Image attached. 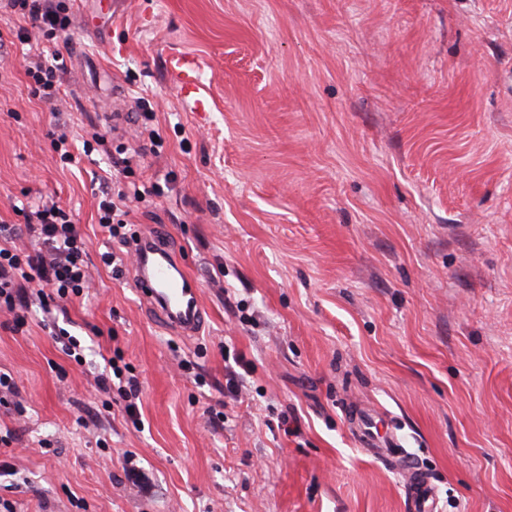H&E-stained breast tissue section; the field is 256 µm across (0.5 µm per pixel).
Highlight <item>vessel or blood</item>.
Returning <instances> with one entry per match:
<instances>
[{
	"mask_svg": "<svg viewBox=\"0 0 512 512\" xmlns=\"http://www.w3.org/2000/svg\"><path fill=\"white\" fill-rule=\"evenodd\" d=\"M135 253L134 276L140 292L164 326L180 336L199 334L205 317L196 279L161 241L143 238ZM358 439L371 457L388 461L404 473V494L412 512H436L431 476L412 463L398 437L381 446L366 433L359 434Z\"/></svg>",
	"mask_w": 512,
	"mask_h": 512,
	"instance_id": "obj_1",
	"label": "vessel or blood"
}]
</instances>
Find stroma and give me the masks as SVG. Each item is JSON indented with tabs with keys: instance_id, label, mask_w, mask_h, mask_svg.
Here are the masks:
<instances>
[{
	"instance_id": "stroma-1",
	"label": "stroma",
	"mask_w": 512,
	"mask_h": 512,
	"mask_svg": "<svg viewBox=\"0 0 512 512\" xmlns=\"http://www.w3.org/2000/svg\"><path fill=\"white\" fill-rule=\"evenodd\" d=\"M67 5L49 41L0 12V225L70 209L92 276L55 322L37 302L19 331L0 312L18 388L0 393V512H407L403 473L356 438L366 407L430 474L436 512H512V0ZM28 53L59 54L55 104ZM182 57L207 111L173 80ZM93 130L111 155L82 156ZM63 131L76 164L52 147ZM134 186L145 201L114 221L198 280L199 335L157 321L97 223L102 191ZM228 352L254 366L236 400ZM116 353L142 426L97 389Z\"/></svg>"
}]
</instances>
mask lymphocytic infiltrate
<instances>
[{
    "label": "lymphocytic infiltrate",
    "mask_w": 512,
    "mask_h": 512,
    "mask_svg": "<svg viewBox=\"0 0 512 512\" xmlns=\"http://www.w3.org/2000/svg\"><path fill=\"white\" fill-rule=\"evenodd\" d=\"M7 8L27 15L46 35L66 31L70 25L65 0H5ZM17 235L34 239L33 249L0 248V308L13 314L14 330L27 323L28 289L48 290L56 308H64L72 298L90 287L86 242L69 212L55 202H46L26 213ZM111 372L99 380L100 389L116 394L125 414H140V382L118 357H111Z\"/></svg>",
    "instance_id": "lymphocytic-infiltrate-1"
}]
</instances>
